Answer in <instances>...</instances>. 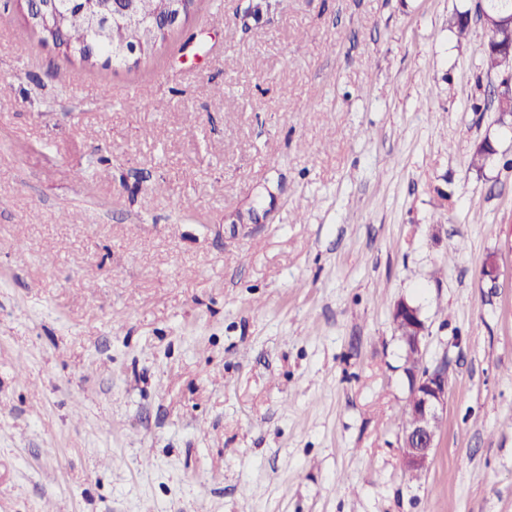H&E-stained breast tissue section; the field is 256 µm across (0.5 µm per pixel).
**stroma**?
Masks as SVG:
<instances>
[{"label": "stroma", "instance_id": "1", "mask_svg": "<svg viewBox=\"0 0 512 512\" xmlns=\"http://www.w3.org/2000/svg\"><path fill=\"white\" fill-rule=\"evenodd\" d=\"M478 3L196 0L132 69L11 6L0 512H512V127ZM402 299L448 366L418 480Z\"/></svg>", "mask_w": 512, "mask_h": 512}]
</instances>
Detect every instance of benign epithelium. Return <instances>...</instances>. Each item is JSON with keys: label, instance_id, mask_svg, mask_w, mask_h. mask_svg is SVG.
Wrapping results in <instances>:
<instances>
[{"label": "benign epithelium", "instance_id": "benign-epithelium-1", "mask_svg": "<svg viewBox=\"0 0 512 512\" xmlns=\"http://www.w3.org/2000/svg\"><path fill=\"white\" fill-rule=\"evenodd\" d=\"M95 19L106 25L118 16L126 19L134 15L133 0H96ZM24 16L32 26L41 27L48 42L59 39L63 20L57 15L53 0H16ZM192 5L190 0H173L164 17L154 21L157 37H165L185 20ZM488 30L499 26L512 27V12L492 14L483 12ZM393 319L403 321L410 330L404 337L408 350L422 358L426 326L419 309L406 300L399 301L393 309ZM409 378V395L404 407L409 409L415 422L400 433V456L406 468L426 473L437 453V436L448 407V367L438 365L429 368L419 363L405 367Z\"/></svg>", "mask_w": 512, "mask_h": 512}]
</instances>
